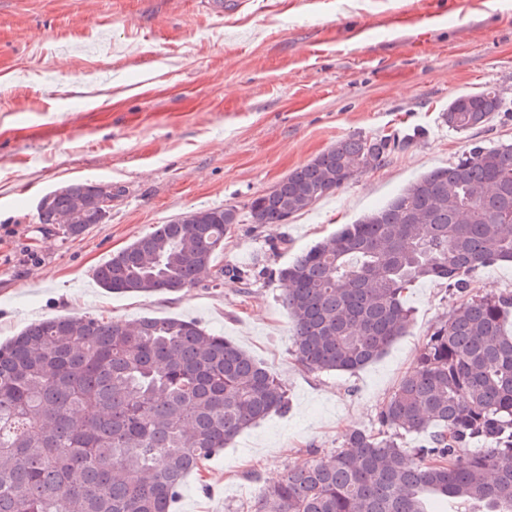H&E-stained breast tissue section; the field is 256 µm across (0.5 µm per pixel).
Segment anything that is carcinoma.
<instances>
[{
	"instance_id": "obj_1",
	"label": "carcinoma",
	"mask_w": 512,
	"mask_h": 512,
	"mask_svg": "<svg viewBox=\"0 0 512 512\" xmlns=\"http://www.w3.org/2000/svg\"><path fill=\"white\" fill-rule=\"evenodd\" d=\"M488 88L448 103L457 133L503 111ZM421 132L351 134L248 205L254 224L290 217L390 161ZM87 182L45 194L41 224L68 237L98 223ZM235 208L192 210L112 254L95 273L117 294L175 293L214 282ZM512 262V145L474 144L388 204L342 226L279 269L296 359L353 374L412 320L420 280L460 299L382 407L376 432L288 468L260 489L259 512H512V293L479 295L472 278ZM289 402L251 355L197 322L55 317L0 344V512H171L185 479L244 429ZM429 433L405 448L404 434ZM479 441L471 456L459 449Z\"/></svg>"
}]
</instances>
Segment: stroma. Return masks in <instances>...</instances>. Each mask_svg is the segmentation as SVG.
I'll use <instances>...</instances> for the list:
<instances>
[{
	"label": "stroma",
	"mask_w": 512,
	"mask_h": 512,
	"mask_svg": "<svg viewBox=\"0 0 512 512\" xmlns=\"http://www.w3.org/2000/svg\"><path fill=\"white\" fill-rule=\"evenodd\" d=\"M507 109L467 134L440 116L463 92ZM423 134L384 166L285 224H254L251 198L355 132ZM512 144V0H0V343L57 315L193 319L261 362L289 399L190 476L176 512H255L289 466L342 449L346 420L379 412L458 300L405 292L406 336L359 372L296 359L279 268L472 143ZM112 187L106 223L64 238L38 221L46 193ZM233 206L242 221L216 268L260 267L250 286L113 294L110 255L183 213Z\"/></svg>",
	"instance_id": "35a3bbf8"
}]
</instances>
